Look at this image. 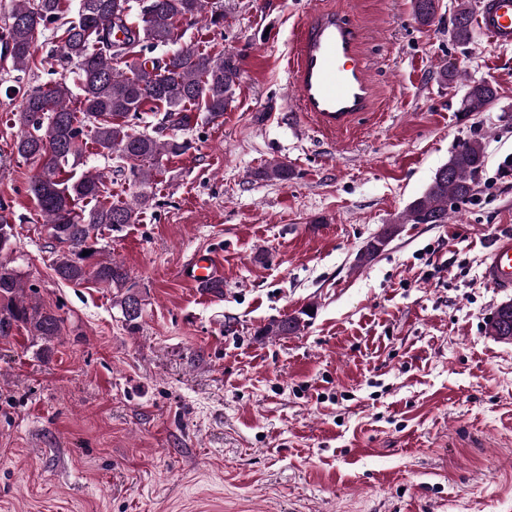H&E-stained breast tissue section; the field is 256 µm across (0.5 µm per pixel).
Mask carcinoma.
<instances>
[{
	"mask_svg": "<svg viewBox=\"0 0 512 512\" xmlns=\"http://www.w3.org/2000/svg\"><path fill=\"white\" fill-rule=\"evenodd\" d=\"M129 0H78L76 20L58 27L59 55L76 69L77 83L64 78L32 88L15 113L18 133L12 153L39 166L30 192L55 242L56 275L68 282L92 280L117 290V303L128 328H139L142 302L128 286L123 265L100 258L99 232L134 224L152 200L148 192L156 165L165 157L189 149L187 142L138 132L133 121L145 112H161L163 120L184 123L187 106L195 105L212 118L224 115L235 94L240 72L239 56L205 54L186 46L161 57L140 59L136 48L174 44L180 26L205 22L209 28L224 27V0H142L132 11ZM413 14L421 25L430 23L438 0H412ZM63 0H13L7 23L0 32L11 60L12 71L32 70V48L48 25L62 19ZM472 4L462 3L452 18L450 36L459 45L473 38ZM132 59L127 70H116L112 61ZM497 99L496 87L481 81L468 86L461 102L463 112H486ZM92 137L99 153L129 164L140 191L124 205L82 204L99 201L107 193L102 174L69 170L70 159L81 156L86 137ZM486 161L481 139L460 142L448 163L434 174L422 196L400 217L401 224H446L452 204L472 198ZM260 176L286 182L288 166L275 163ZM398 231L387 226L368 243L360 262L374 259L380 245ZM88 255H83V252ZM310 312L302 310L270 321L265 336L296 335L305 327ZM62 319L28 296L21 272L0 260V339L25 330L31 339L44 343L59 336ZM512 329V312L496 310L486 334L495 339Z\"/></svg>",
	"mask_w": 512,
	"mask_h": 512,
	"instance_id": "carcinoma-1",
	"label": "carcinoma"
}]
</instances>
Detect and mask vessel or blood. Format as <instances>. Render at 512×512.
Instances as JSON below:
<instances>
[{"label": "vessel or blood", "mask_w": 512, "mask_h": 512, "mask_svg": "<svg viewBox=\"0 0 512 512\" xmlns=\"http://www.w3.org/2000/svg\"><path fill=\"white\" fill-rule=\"evenodd\" d=\"M474 21L491 44H512V0H479ZM294 39L295 49L286 60L293 87L291 112L324 135L348 130L371 104L356 26L336 13L310 10L299 18ZM181 275L191 285H205L218 278L219 263L202 254ZM482 279L491 288L512 289V235L493 240Z\"/></svg>", "instance_id": "1"}]
</instances>
